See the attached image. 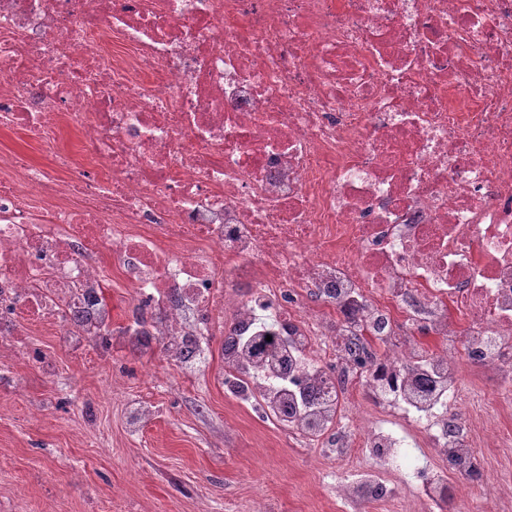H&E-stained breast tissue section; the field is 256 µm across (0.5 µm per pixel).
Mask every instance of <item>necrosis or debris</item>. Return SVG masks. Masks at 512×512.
<instances>
[{
    "label": "necrosis or debris",
    "instance_id": "necrosis-or-debris-1",
    "mask_svg": "<svg viewBox=\"0 0 512 512\" xmlns=\"http://www.w3.org/2000/svg\"><path fill=\"white\" fill-rule=\"evenodd\" d=\"M0 130L42 155L0 154V368L45 322L217 348L341 512H512L469 474L512 447V0H0ZM105 275L111 286V288H107V297L112 301L116 318L122 320L131 307V296L125 288H112L113 276L111 268L108 267L105 269Z\"/></svg>",
    "mask_w": 512,
    "mask_h": 512
}]
</instances>
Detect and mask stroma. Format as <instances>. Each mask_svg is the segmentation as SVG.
I'll use <instances>...</instances> for the list:
<instances>
[{
    "instance_id": "1",
    "label": "stroma",
    "mask_w": 512,
    "mask_h": 512,
    "mask_svg": "<svg viewBox=\"0 0 512 512\" xmlns=\"http://www.w3.org/2000/svg\"><path fill=\"white\" fill-rule=\"evenodd\" d=\"M55 354L46 377L31 354ZM26 386H0V512H337L322 453L228 402L207 376L179 374L160 352L102 368L35 331L11 359ZM155 371L159 385L139 375ZM158 408L142 432L127 402Z\"/></svg>"
}]
</instances>
